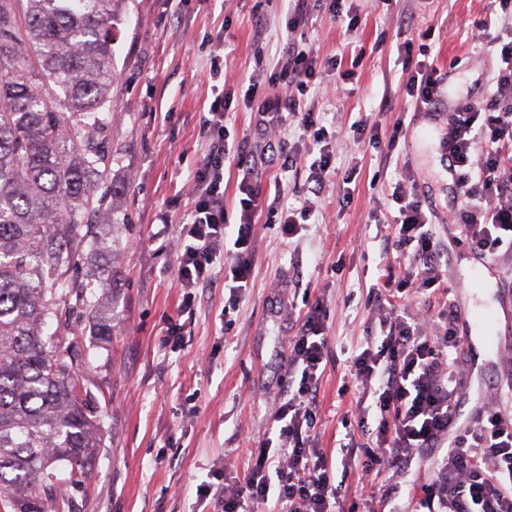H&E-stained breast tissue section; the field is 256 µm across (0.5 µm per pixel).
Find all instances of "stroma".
I'll return each mask as SVG.
<instances>
[{
  "mask_svg": "<svg viewBox=\"0 0 512 512\" xmlns=\"http://www.w3.org/2000/svg\"><path fill=\"white\" fill-rule=\"evenodd\" d=\"M353 25L336 22L332 0H311L304 40L315 55L335 60L323 71L307 105L336 133L332 165L315 185L314 160L295 129L271 139L294 163L283 173L285 198L311 199L302 236L284 239L259 225L252 288L225 311L223 286L197 290L192 317L182 316L174 244L189 207L183 186L208 145L203 118L214 98L209 79L213 43L224 42V70L267 82L286 43L287 0H131L116 46L109 145L112 168L100 191L128 188L124 223L101 226V243L87 269L111 266L112 334H93L86 314L69 331L84 352L82 370L103 422L91 476L68 485L76 512H201L196 487L230 484L250 459V437L285 388L282 356L298 325L291 305L322 301L329 314L326 371L320 387L316 443L343 473L341 424L355 409L342 392L352 353L379 335L368 292L382 273L387 222L396 214L391 186L404 169L419 172L415 192L429 208L434 236L446 257L450 297L471 336L459 401V425L469 424L479 398L506 390L498 359L485 350L469 315L488 307L512 312V255L498 256L483 288L465 286L471 247L455 230L459 203L440 160L448 133L444 107L402 112L405 43L425 45L430 63L452 83L457 98L486 99L495 87L496 54L475 39V27L500 24L496 0H347ZM265 37L256 40V26ZM380 122L394 147L375 148L352 131L360 119ZM168 223H161V214ZM231 326H224L223 317ZM178 344H164L169 323ZM436 451L423 448L393 478L358 485L344 475L347 500L361 491L383 496L387 512H416V493L434 479Z\"/></svg>",
  "mask_w": 512,
  "mask_h": 512,
  "instance_id": "1",
  "label": "stroma"
}]
</instances>
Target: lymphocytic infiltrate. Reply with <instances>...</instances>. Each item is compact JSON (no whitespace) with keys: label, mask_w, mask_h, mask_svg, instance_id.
<instances>
[{"label":"lymphocytic infiltrate","mask_w":512,"mask_h":512,"mask_svg":"<svg viewBox=\"0 0 512 512\" xmlns=\"http://www.w3.org/2000/svg\"><path fill=\"white\" fill-rule=\"evenodd\" d=\"M308 16L307 0H292L280 74L255 124L263 141L259 151L248 150L243 140L228 143L230 90L216 91L209 105L204 118L209 147L187 178L191 207L182 216L176 250L181 314L191 313L196 289L213 284L216 259L224 261L230 303H238L250 288L256 226L267 201L277 203L286 239L298 236L310 218L308 202H285L282 183L269 190L254 178L258 165L274 162L283 171L292 165V157L268 138L270 130L291 126L316 154L315 184H322L330 169L333 134L301 100L323 66L297 36ZM478 37L499 52L496 89L485 100L461 102L449 119L444 146L458 168V224L476 253L492 257L512 254V21H502L494 32L480 27ZM441 82L437 68L421 60L403 92L414 108L434 106ZM230 159L238 169L234 223L224 206V165ZM415 182L410 172L397 180L391 199L398 214L384 241L385 249L405 257L406 272L399 277L393 266H386L372 284L380 335L368 338L348 366L358 391L362 436V454L352 469L359 479L375 480L400 470L418 449L434 448L436 480L423 488L419 500L425 512H512V419L490 400L472 426L454 432L461 385L456 365L465 353L464 339L455 332L460 314L450 300L435 311L412 307L417 286L441 284L443 266L424 204L411 190ZM327 354L326 311L317 302L288 340L283 355L288 383L266 413L243 478L218 489L199 486L212 512H252L271 499L280 504V512H347L332 463L314 444Z\"/></svg>","instance_id":"lymphocytic-infiltrate-1"}]
</instances>
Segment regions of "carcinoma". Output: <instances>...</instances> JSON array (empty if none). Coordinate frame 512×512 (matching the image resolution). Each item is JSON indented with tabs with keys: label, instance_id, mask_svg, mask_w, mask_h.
Here are the masks:
<instances>
[{
	"label": "carcinoma",
	"instance_id": "carcinoma-1",
	"mask_svg": "<svg viewBox=\"0 0 512 512\" xmlns=\"http://www.w3.org/2000/svg\"><path fill=\"white\" fill-rule=\"evenodd\" d=\"M129 0H0V508L72 509L100 421L62 319L112 335V268L73 276L98 243V182L111 168L114 46ZM125 187H112V224ZM57 332L43 339L48 322Z\"/></svg>",
	"mask_w": 512,
	"mask_h": 512
}]
</instances>
